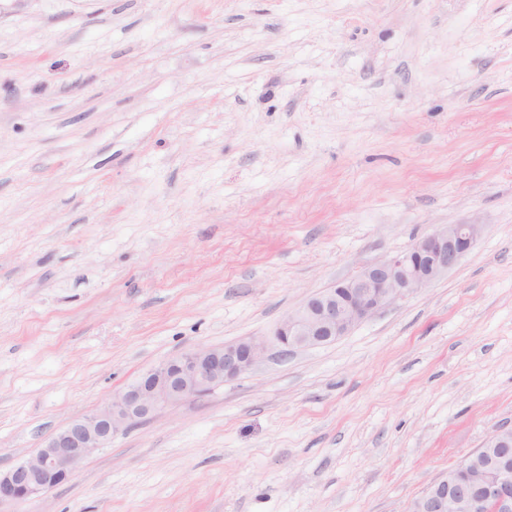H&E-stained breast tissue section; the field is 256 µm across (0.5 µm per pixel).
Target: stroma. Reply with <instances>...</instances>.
I'll use <instances>...</instances> for the list:
<instances>
[{
	"mask_svg": "<svg viewBox=\"0 0 512 512\" xmlns=\"http://www.w3.org/2000/svg\"><path fill=\"white\" fill-rule=\"evenodd\" d=\"M430 287L0 512H405L512 427V0H0V470L448 224Z\"/></svg>",
	"mask_w": 512,
	"mask_h": 512,
	"instance_id": "35a3bbf8",
	"label": "stroma"
}]
</instances>
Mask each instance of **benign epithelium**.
<instances>
[{
    "mask_svg": "<svg viewBox=\"0 0 512 512\" xmlns=\"http://www.w3.org/2000/svg\"><path fill=\"white\" fill-rule=\"evenodd\" d=\"M484 232L482 224H448L406 250L364 268L310 296L277 324L273 340L286 355L347 335L379 312L429 287L455 267ZM269 352V341L250 337L200 347L142 373L103 407L73 420L36 452L0 471V504L22 502L68 482L112 438L149 420L161 408L209 395L251 371ZM506 459L512 428H498L481 444ZM512 512V473L499 466L472 467L469 458L434 481L406 512Z\"/></svg>",
    "mask_w": 512,
    "mask_h": 512,
    "instance_id": "1",
    "label": "benign epithelium"
}]
</instances>
